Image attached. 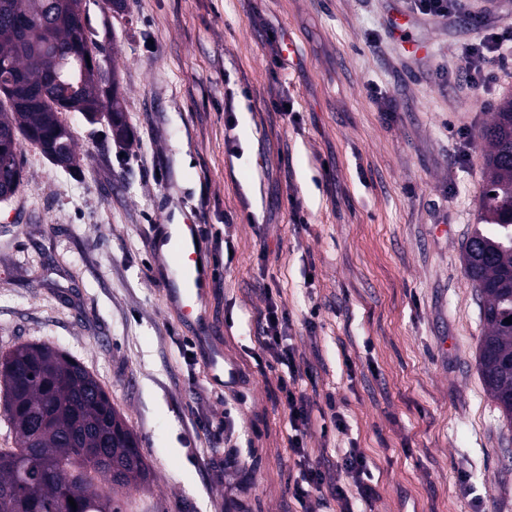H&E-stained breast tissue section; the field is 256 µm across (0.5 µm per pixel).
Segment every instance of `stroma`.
<instances>
[{
	"label": "stroma",
	"mask_w": 512,
	"mask_h": 512,
	"mask_svg": "<svg viewBox=\"0 0 512 512\" xmlns=\"http://www.w3.org/2000/svg\"><path fill=\"white\" fill-rule=\"evenodd\" d=\"M474 2L512 28V0ZM128 5L115 17L90 6L88 20L116 60L130 146L67 113L80 169L25 145L23 183L0 204V353L59 344L99 378L153 474L130 496L135 512H297L288 411L254 353L263 281L281 289L297 357L314 369L302 384L308 446L357 444L377 481L372 512H512V424L478 368L484 326L462 262L480 130L512 92V67L465 84L476 11ZM395 17L421 52L404 47ZM295 198L306 226L292 220ZM190 216L209 234L203 312L188 322L160 246ZM213 345L243 372V402L207 376ZM331 398L345 431L320 430ZM222 423L244 468L211 449Z\"/></svg>",
	"instance_id": "35a3bbf8"
}]
</instances>
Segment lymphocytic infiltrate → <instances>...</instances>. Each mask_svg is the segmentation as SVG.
<instances>
[{
  "instance_id": "lymphocytic-infiltrate-1",
  "label": "lymphocytic infiltrate",
  "mask_w": 512,
  "mask_h": 512,
  "mask_svg": "<svg viewBox=\"0 0 512 512\" xmlns=\"http://www.w3.org/2000/svg\"><path fill=\"white\" fill-rule=\"evenodd\" d=\"M512 44V30L500 29L487 33L476 44L470 45L469 80L481 84L489 78L490 61L503 55L504 46ZM265 306L257 311L256 342L261 353L270 358L271 369L277 370L278 389L288 409V445L296 458L297 474L291 485V494L300 512H319L327 500L341 505L342 512H355L356 506L370 505L376 490L367 460L356 445L336 449L334 457L312 455L307 439L312 425L311 399L298 386L299 380L310 375V368L302 366L288 332L290 320L279 289L264 288Z\"/></svg>"
}]
</instances>
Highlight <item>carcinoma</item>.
<instances>
[{
    "instance_id": "cac0c4a2",
    "label": "carcinoma",
    "mask_w": 512,
    "mask_h": 512,
    "mask_svg": "<svg viewBox=\"0 0 512 512\" xmlns=\"http://www.w3.org/2000/svg\"><path fill=\"white\" fill-rule=\"evenodd\" d=\"M87 0H0V28L21 25L27 48L0 42V135H14L16 153L0 158V183L19 189L21 145L53 138L77 165L63 115L101 110L128 142L117 69L93 38ZM485 180L464 272L476 288L485 333L478 366L503 417L512 424V95L501 98L480 133ZM0 417L12 448H0V512H125L126 494L151 480L137 434L97 377L64 349L28 343L0 358ZM84 434L86 448L104 438L111 463L82 457L66 434ZM74 499L71 507L68 499Z\"/></svg>"
}]
</instances>
